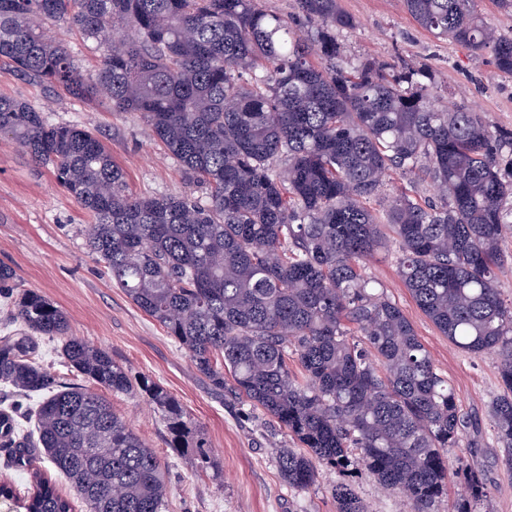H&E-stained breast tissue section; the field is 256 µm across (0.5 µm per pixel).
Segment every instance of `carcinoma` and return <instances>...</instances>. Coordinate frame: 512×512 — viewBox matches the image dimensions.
<instances>
[{"label":"carcinoma","mask_w":512,"mask_h":512,"mask_svg":"<svg viewBox=\"0 0 512 512\" xmlns=\"http://www.w3.org/2000/svg\"><path fill=\"white\" fill-rule=\"evenodd\" d=\"M423 29L471 51L491 49L512 76V37H497L473 0H404ZM70 24L102 48L86 79L51 36ZM355 26L338 0H295L287 15L263 0H0V60L25 78L101 99L148 123L186 179L189 196L137 197L96 133L50 123L0 97V136L52 166L88 213L86 247L158 322L217 391H230L293 443L277 454L288 486L312 487L318 467L365 469L436 512L447 492L448 449L468 425L403 310L362 273L390 240L419 309L464 353L498 362L488 416L512 472V303L501 298L500 241L512 209V130L463 106L439 109L430 77L395 64L346 60L336 32ZM392 171L430 182L439 200L402 195L369 209ZM0 264V294L15 288ZM18 328L0 336V383L44 395L25 437L0 410V448L27 462L39 450L89 512H162L160 461L96 389L139 393L161 412L171 448L207 444L182 404L112 354L68 335L66 313L41 293L13 302ZM86 384H66L36 361L42 338ZM299 366L294 372L288 361ZM457 512L486 498L466 477ZM336 512H367L348 483ZM24 512H74L33 474Z\"/></svg>","instance_id":"obj_1"}]
</instances>
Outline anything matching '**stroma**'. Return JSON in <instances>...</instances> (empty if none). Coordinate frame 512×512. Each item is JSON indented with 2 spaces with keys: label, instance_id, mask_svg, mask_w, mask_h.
<instances>
[{
  "label": "stroma",
  "instance_id": "35a3bbf8",
  "mask_svg": "<svg viewBox=\"0 0 512 512\" xmlns=\"http://www.w3.org/2000/svg\"><path fill=\"white\" fill-rule=\"evenodd\" d=\"M339 5L357 21L355 28L337 35L347 59L402 57L429 71L435 105L466 106L491 124L512 129V76L495 68L490 50L474 53L437 38L417 25L403 0H339ZM0 96L34 105L51 123L99 133L134 195L188 194L207 203L206 190L185 180L178 161L143 120L26 79L1 61ZM90 221L57 185L50 167L0 137V264L15 270L19 290L39 291L60 306L73 336L107 348L133 376H148L167 389L209 443L208 462L199 466L192 449L169 447L154 405L136 394L104 391L113 410L159 456L171 488L165 512H336L331 493L336 473L321 470L308 490L288 487L276 464L287 437L247 403L213 391L165 329L113 287L87 251L84 226ZM364 273L401 307L438 373L453 388L462 413L477 421L448 456L482 470L487 497L480 512H512V474L499 461L487 415L500 390L495 357H474L449 343L400 279L394 250L375 254ZM352 483L370 512H410L404 497L379 488L368 472L354 474Z\"/></svg>",
  "mask_w": 512,
  "mask_h": 512
}]
</instances>
